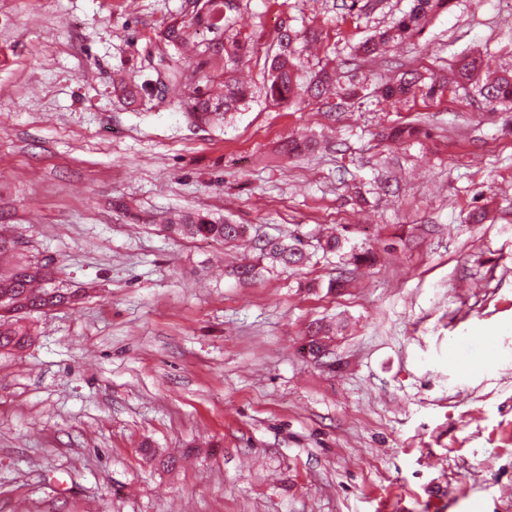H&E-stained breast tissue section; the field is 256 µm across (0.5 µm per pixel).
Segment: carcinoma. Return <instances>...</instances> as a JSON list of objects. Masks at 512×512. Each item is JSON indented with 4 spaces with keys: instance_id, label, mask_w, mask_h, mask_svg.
Segmentation results:
<instances>
[{
    "instance_id": "1",
    "label": "carcinoma",
    "mask_w": 512,
    "mask_h": 512,
    "mask_svg": "<svg viewBox=\"0 0 512 512\" xmlns=\"http://www.w3.org/2000/svg\"><path fill=\"white\" fill-rule=\"evenodd\" d=\"M449 0H413L410 9L402 14L391 26L376 33L361 43L356 52L370 56L380 44L402 42L420 33L427 17L448 5ZM192 11L188 20L175 21L162 32L161 39L168 45L177 46L189 40L198 29H207L212 33L224 30L233 25L231 12L236 9L234 0H195L191 4ZM293 37L283 33L278 37V50L270 64V79L267 95L276 102H285L305 97L319 98L331 89L336 94L347 98H355L360 94L361 87L350 83L340 85L336 67L325 64L309 80L302 81L299 74V63L292 47ZM246 49L245 43L224 42V38H213L204 44L202 54L215 61L234 63L242 57ZM480 64L475 57L462 59L456 66L454 77L459 82H472L479 77ZM447 83L431 76L429 82L415 73H406L399 80L387 83L380 89L382 97L408 98L418 91L427 96L443 92ZM480 93L490 105L512 104V72L498 76L484 83ZM247 88L230 79L224 80V96L216 98L200 89L187 103L191 117L198 123L211 124L222 122L226 116L236 111L246 100ZM420 133L419 128L412 125H399L390 129L387 138L392 141H403ZM317 144L303 138L292 137L283 144V150L289 154L312 153ZM165 228L171 234L187 238H204L229 242L241 238L245 234V226L231 224L220 219H212L200 212H176L165 220ZM260 253L285 267L297 266L308 260V254L300 237L291 241L269 238L259 245ZM51 271L49 263L43 261L26 262L17 265L9 274L0 276V318H21L32 313H41L70 300V297L56 288H44L42 283L49 280ZM30 329L25 326H5L0 323V350L20 349L32 342Z\"/></svg>"
}]
</instances>
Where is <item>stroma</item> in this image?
<instances>
[{"label": "stroma", "instance_id": "35a3bbf8", "mask_svg": "<svg viewBox=\"0 0 512 512\" xmlns=\"http://www.w3.org/2000/svg\"><path fill=\"white\" fill-rule=\"evenodd\" d=\"M350 3L239 0L224 38L249 45L234 66L249 97L201 125L185 102L223 63L191 46L186 79L155 83L157 33L188 0H0V234L17 242L0 271L48 259L50 287L78 296L0 351V512H512V131L474 84L376 95L467 55L481 78L511 71L512 0H451L351 70L411 0ZM282 31L303 75L333 61L360 98L269 101ZM140 79L135 103L116 93ZM400 124L420 137L383 140ZM291 136L319 148L280 154ZM188 210L247 232L216 243L157 221ZM329 231L345 243L325 255ZM290 235L306 265L254 247ZM366 251L379 261L352 266ZM244 261L255 280L234 275ZM320 323L337 331L313 364ZM447 88V82H441L437 77H429V82H422V78L415 73H406L393 83L384 84L380 89L383 98H409L416 92L425 90V95L435 96L443 93Z\"/></svg>", "mask_w": 512, "mask_h": 512}]
</instances>
